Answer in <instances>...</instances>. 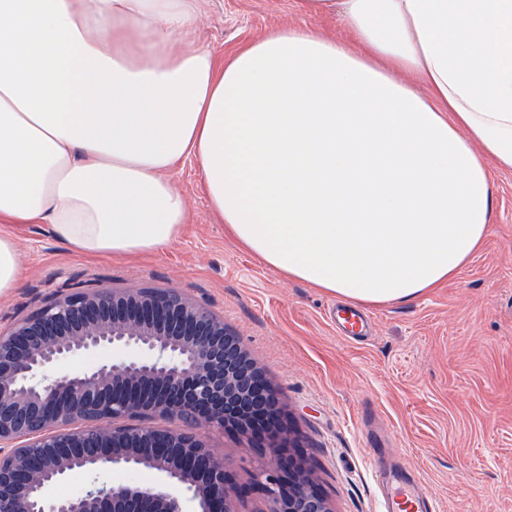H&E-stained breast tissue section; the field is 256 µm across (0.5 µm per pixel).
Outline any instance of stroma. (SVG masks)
<instances>
[{
    "instance_id": "35a3bbf8",
    "label": "stroma",
    "mask_w": 512,
    "mask_h": 512,
    "mask_svg": "<svg viewBox=\"0 0 512 512\" xmlns=\"http://www.w3.org/2000/svg\"><path fill=\"white\" fill-rule=\"evenodd\" d=\"M335 18L295 0H212L199 47L231 55L270 28ZM190 221L168 249L121 260L79 255L40 224L15 227L25 275L0 295V328L78 287L173 289L239 336L276 387L309 480L333 512H379L373 449L425 489L439 512H512V172H493L494 219L483 250L446 287L368 307L373 333L337 334L336 296L289 279L240 250L210 209L194 164L173 173ZM232 483H254L278 451L233 429L206 431Z\"/></svg>"
}]
</instances>
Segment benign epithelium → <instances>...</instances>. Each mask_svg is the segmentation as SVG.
<instances>
[{
	"instance_id": "benign-epithelium-1",
	"label": "benign epithelium",
	"mask_w": 512,
	"mask_h": 512,
	"mask_svg": "<svg viewBox=\"0 0 512 512\" xmlns=\"http://www.w3.org/2000/svg\"><path fill=\"white\" fill-rule=\"evenodd\" d=\"M129 354L92 369L56 368L87 352ZM150 411L169 429L116 426ZM231 427L256 441L291 439L279 398L224 321L174 290H77L0 331V512H237L222 457L185 430ZM148 468L158 482L78 494L49 490L74 472ZM268 512H332L300 471L257 481Z\"/></svg>"
}]
</instances>
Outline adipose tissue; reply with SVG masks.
<instances>
[{"label":"adipose tissue","instance_id":"obj_1","mask_svg":"<svg viewBox=\"0 0 512 512\" xmlns=\"http://www.w3.org/2000/svg\"><path fill=\"white\" fill-rule=\"evenodd\" d=\"M210 0H0V295L14 224L85 256L151 254L189 220L194 160L227 234L359 305L455 278L512 171V0H300L335 16L218 60ZM413 83H406V76Z\"/></svg>","mask_w":512,"mask_h":512}]
</instances>
